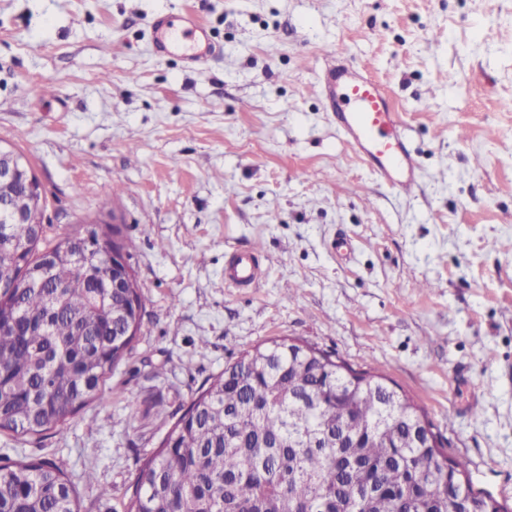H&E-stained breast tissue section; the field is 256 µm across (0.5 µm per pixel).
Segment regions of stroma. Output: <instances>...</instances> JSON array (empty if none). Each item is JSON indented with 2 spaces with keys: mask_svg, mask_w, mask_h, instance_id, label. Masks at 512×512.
<instances>
[{
  "mask_svg": "<svg viewBox=\"0 0 512 512\" xmlns=\"http://www.w3.org/2000/svg\"><path fill=\"white\" fill-rule=\"evenodd\" d=\"M185 13L216 49L196 65L152 40ZM333 57L389 90L413 195L331 119ZM0 141L41 181L46 240L96 219L134 242L144 303L106 403L1 431L0 457L93 471L111 494L80 486L81 512H126L204 381L288 336L385 374L512 512V0H0ZM250 248L261 278L226 285Z\"/></svg>",
  "mask_w": 512,
  "mask_h": 512,
  "instance_id": "obj_1",
  "label": "stroma"
}]
</instances>
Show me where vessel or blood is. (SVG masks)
<instances>
[{
  "label": "vessel or blood",
  "mask_w": 512,
  "mask_h": 512,
  "mask_svg": "<svg viewBox=\"0 0 512 512\" xmlns=\"http://www.w3.org/2000/svg\"><path fill=\"white\" fill-rule=\"evenodd\" d=\"M152 30L160 53L178 51L198 63L211 52L206 30L192 16L156 19ZM321 92L356 155L397 193L411 195L418 185V159L383 86L363 69L333 64L323 72ZM254 258L251 252L235 256L224 270L225 281L237 287L255 283L260 270Z\"/></svg>",
  "instance_id": "obj_1"
}]
</instances>
